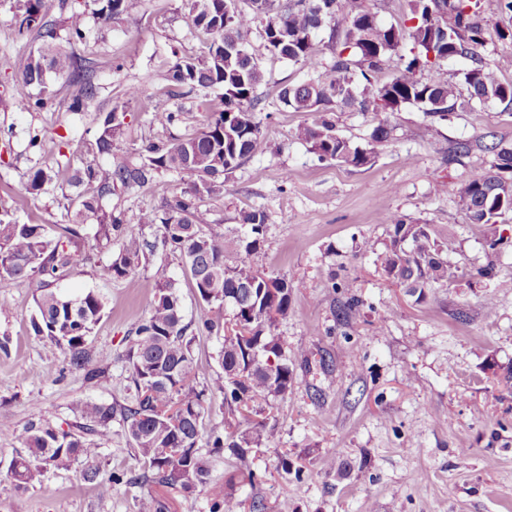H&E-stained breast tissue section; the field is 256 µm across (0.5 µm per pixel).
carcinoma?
Segmentation results:
<instances>
[{
    "label": "carcinoma",
    "instance_id": "obj_1",
    "mask_svg": "<svg viewBox=\"0 0 512 512\" xmlns=\"http://www.w3.org/2000/svg\"><path fill=\"white\" fill-rule=\"evenodd\" d=\"M18 33L35 31L42 45L12 62L15 76L37 89L33 97L17 102L20 110L39 112L57 101L58 90L48 75L74 85L77 91L67 106L79 112L99 93L96 66L78 57L71 46L87 42L90 28L86 8L101 23L110 25L138 7V0H71L66 21V44L57 42L53 24L46 20L45 0H16ZM194 27L210 36L203 58L182 56L169 70L170 85L151 105L152 122L171 127L183 121L177 101L195 89L223 87L222 109L206 113L199 130L169 140H148L136 149V156L117 155L114 145L125 135V109L139 98L135 86L124 88L121 101L102 117L95 144L105 164H89L69 172L38 168L29 173L25 192L38 195L45 186L68 172L67 183L78 188L79 209L75 223L50 234L46 224H17L0 220V281L17 288L30 286L36 276L55 277L57 271L79 262L71 246L80 236V221L97 219L98 239L119 250L110 256L104 273L117 281L134 278L142 260L162 250L181 260L194 281L200 300L228 308L231 317L206 319L202 327L224 338L219 354L222 375L207 388L199 387L183 323L177 283L171 279L155 285L149 309L135 328L126 355L134 395L127 403L96 401L76 403L71 412L75 422L65 430L32 406L31 418L21 433L22 451L10 464V474L19 489L40 481L48 469L81 466L87 482L99 478L98 443L108 440L112 422L122 424L126 436L142 464L143 472L112 483L101 484L108 493L111 484L155 482L191 494L206 485L207 469L199 454L200 427L209 393L224 396V407L234 424L222 434L211 436L212 447L227 448L242 458L247 449L277 442L274 429L257 420L277 400L292 393L297 354L285 349L276 333L279 322L291 309L290 284L284 276H268L253 262L264 238L267 215L261 210L241 212L244 231L218 237L207 231L211 211L204 199L223 194L224 175L236 170L267 145L254 112L259 101L257 86L264 78L256 57L240 54L234 47L243 41L257 22H263L261 37L274 56L302 62L314 76L295 86L287 85L280 100L296 112H314L318 118L298 132L319 158L351 167L373 162L386 146L390 131L376 127L365 142L355 145L336 133L328 112L337 105L356 106L362 112L385 105L392 110L405 104L418 105L426 115L442 120L449 114L470 109L475 104L499 101L512 105V83H503L498 71L476 59L482 45L484 26L476 11L477 0H410L415 24L382 27L362 9V0H182ZM342 18L343 31L331 28L328 43L336 48L333 61L323 62L312 39L318 21ZM411 43V55L393 78L377 84L374 74L387 55ZM456 57H470L475 66L463 73L467 94L441 74L427 79L418 76L422 67ZM494 155L488 167L472 168L455 186L467 219L484 227L488 247L503 253L512 242L496 235L495 226L512 214V205H500L499 195L512 190V146L502 141L483 145ZM161 173H177L190 178L186 186L166 198L162 209L142 214L137 226L126 224L105 211L101 200L120 190L145 187ZM389 239L380 254L381 266L396 284L409 280L415 287L408 295L421 303L435 288L457 284L465 273L448 256L456 251L451 235L440 236L434 225L387 217ZM154 230L153 239L143 233ZM36 314L31 319L34 333L60 350L69 369L93 380L100 372L91 364L86 338L104 311L103 299L88 291L68 299L44 281L35 299ZM223 512H240L232 487L215 494Z\"/></svg>",
    "mask_w": 512,
    "mask_h": 512
}]
</instances>
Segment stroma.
Instances as JSON below:
<instances>
[{"label":"stroma","instance_id":"1","mask_svg":"<svg viewBox=\"0 0 512 512\" xmlns=\"http://www.w3.org/2000/svg\"><path fill=\"white\" fill-rule=\"evenodd\" d=\"M500 3L479 0L485 25L478 52L491 66L512 58V12ZM15 14L13 0H0V199L13 221L67 224L72 189L60 182L31 196L24 190L27 174L56 167L64 156L75 169L92 160L105 163L95 150L98 118L124 86H138L141 96L127 108L128 132L118 144L123 154L142 139L195 128L219 101V88L194 92L181 101L182 124L169 129L152 124L147 106L167 87L176 56L205 55L207 37L194 28L181 0H142L137 12L104 27L102 40L74 48L98 67L94 102L80 112L66 111L75 89L64 86L58 94L62 108L20 111L16 100L34 89L15 77L10 62L39 41L18 33ZM246 44L264 71L256 119L268 150L226 175L223 195L208 205L210 230L217 235L238 231L241 211H265L264 242L254 260L292 284L291 311L278 333L299 360L295 389L277 401L269 420L278 445L249 449L242 461L212 448L209 436L223 431L225 418L223 396L215 392L198 444L207 485L193 494L123 482L104 495L81 480L75 467L47 470L25 489L15 486L8 468L20 451L31 402H39L62 426L73 422L77 402L126 403L132 386L125 361L130 331L146 314L156 282L178 283L184 320L195 334L200 385H210L221 371L217 355L223 340L202 327L218 309L201 302L179 260L158 254L132 281L112 280L103 272L110 252L90 222L78 242L90 262L65 272L52 286L66 296L93 291L102 297L104 314L86 342L101 380L67 373L61 353L34 333L35 287L0 283V339L9 341L7 352H0V512H138L147 494L160 499L166 512H214L213 490L223 488L231 474L248 470L253 484L235 487L242 512H253L256 501L263 512H512V251L492 253L481 227L468 223L449 189L470 168L489 165L491 155L476 149L463 163L447 161L456 142L475 143L490 132L512 144V107L478 104L441 121L410 104L377 112L338 106L331 118L341 136L360 143L383 125L391 139L376 161L363 167L321 161L298 137L315 114L294 111L279 99L285 85L310 78V71L270 55L258 32H251ZM35 129L45 135L39 149L29 146ZM63 139L68 147H60ZM180 182L178 175L167 174L104 205L133 224L142 212L160 208ZM390 211L453 232L457 251L451 259L467 278L457 287L433 290L419 304L392 283L378 259L389 235L382 216ZM367 239L375 244L368 253ZM482 266L490 267L489 276L470 278V270ZM351 297L357 300L351 317L339 320ZM489 297L496 305L491 316L485 309ZM328 457L345 467L346 476L325 466ZM99 462L104 480L140 470L121 424H113L101 444ZM288 465L303 466L302 477L285 473Z\"/></svg>","mask_w":512,"mask_h":512}]
</instances>
